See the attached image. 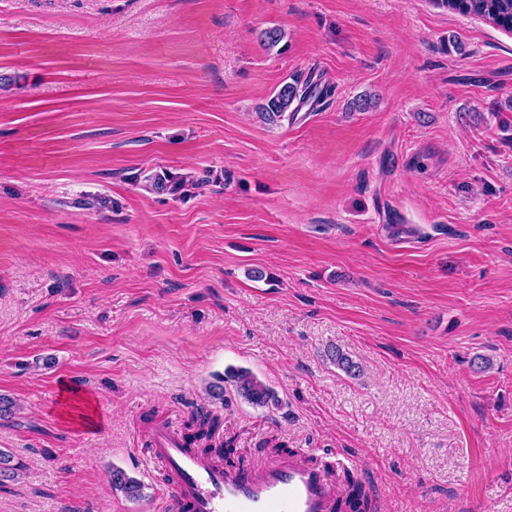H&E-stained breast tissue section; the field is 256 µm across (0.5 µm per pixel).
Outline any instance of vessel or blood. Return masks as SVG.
Segmentation results:
<instances>
[{
	"mask_svg": "<svg viewBox=\"0 0 512 512\" xmlns=\"http://www.w3.org/2000/svg\"><path fill=\"white\" fill-rule=\"evenodd\" d=\"M145 460L160 468L173 512H347L342 474L366 466L337 451L322 460L296 450L227 461L188 447L183 433L165 425L152 429Z\"/></svg>",
	"mask_w": 512,
	"mask_h": 512,
	"instance_id": "obj_1",
	"label": "vessel or blood"
}]
</instances>
